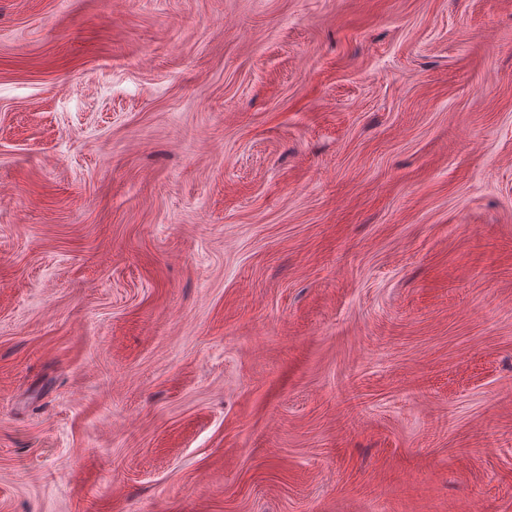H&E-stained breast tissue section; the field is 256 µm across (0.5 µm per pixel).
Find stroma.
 Wrapping results in <instances>:
<instances>
[{"label":"stroma","instance_id":"obj_1","mask_svg":"<svg viewBox=\"0 0 512 512\" xmlns=\"http://www.w3.org/2000/svg\"><path fill=\"white\" fill-rule=\"evenodd\" d=\"M0 512H512V0H0Z\"/></svg>","mask_w":512,"mask_h":512}]
</instances>
